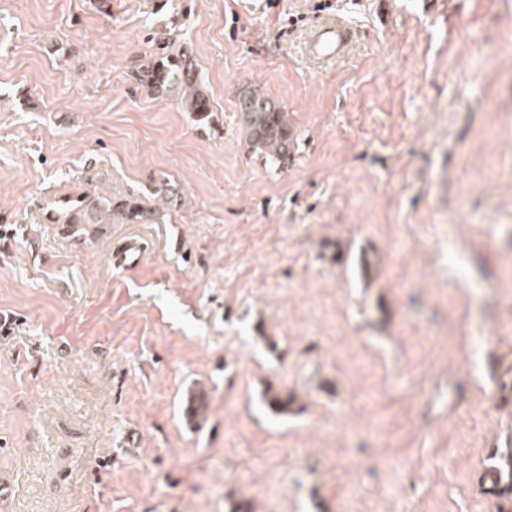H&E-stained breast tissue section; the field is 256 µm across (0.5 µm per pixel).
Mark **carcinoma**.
Instances as JSON below:
<instances>
[{"mask_svg": "<svg viewBox=\"0 0 512 512\" xmlns=\"http://www.w3.org/2000/svg\"><path fill=\"white\" fill-rule=\"evenodd\" d=\"M140 81L155 95H164L170 88L179 86L183 110L196 114L199 121L210 118L209 97L192 64L169 55L155 58L141 69ZM238 111L250 153L271 163L288 160L295 136L286 113L276 102L263 93L246 91L238 98ZM147 217L148 213L136 200L114 202L104 195L81 194L57 209L56 223L110 224L118 219L122 224H142ZM264 401L276 415L288 414L294 404L288 391L272 387L265 389Z\"/></svg>", "mask_w": 512, "mask_h": 512, "instance_id": "1", "label": "carcinoma"}]
</instances>
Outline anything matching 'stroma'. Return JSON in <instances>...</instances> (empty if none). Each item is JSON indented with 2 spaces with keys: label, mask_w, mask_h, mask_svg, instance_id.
<instances>
[{
  "label": "stroma",
  "mask_w": 512,
  "mask_h": 512,
  "mask_svg": "<svg viewBox=\"0 0 512 512\" xmlns=\"http://www.w3.org/2000/svg\"><path fill=\"white\" fill-rule=\"evenodd\" d=\"M328 15L354 44L319 66ZM501 41L512 0H0V512H499L512 54L479 59ZM161 51L209 123L142 86ZM247 89L287 112L286 165L248 154ZM93 190L150 220L49 223ZM146 251L147 245L142 238L137 235L128 236L112 244V264L121 269L136 267ZM264 401L269 410L276 415L292 412L294 398L284 389L268 387L264 391Z\"/></svg>",
  "instance_id": "obj_1"
}]
</instances>
